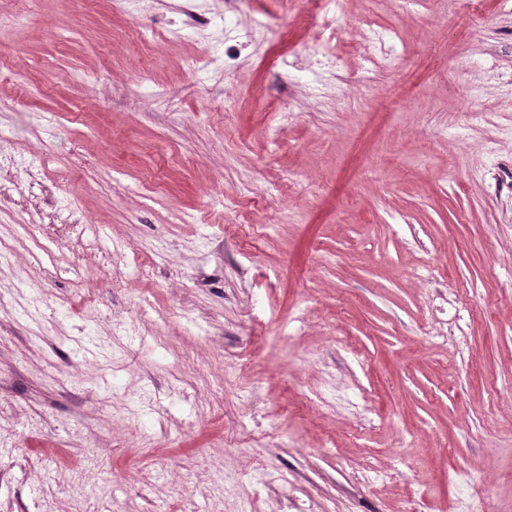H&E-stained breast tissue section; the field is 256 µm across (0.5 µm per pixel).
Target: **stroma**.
Instances as JSON below:
<instances>
[{
    "instance_id": "35a3bbf8",
    "label": "stroma",
    "mask_w": 512,
    "mask_h": 512,
    "mask_svg": "<svg viewBox=\"0 0 512 512\" xmlns=\"http://www.w3.org/2000/svg\"><path fill=\"white\" fill-rule=\"evenodd\" d=\"M30 7L0 512H512V11L339 0L337 66L308 0ZM369 32L368 38L373 47V52L368 57V62L371 67H378L392 62V55L389 50L385 48L386 38L384 34L374 29H370Z\"/></svg>"
}]
</instances>
